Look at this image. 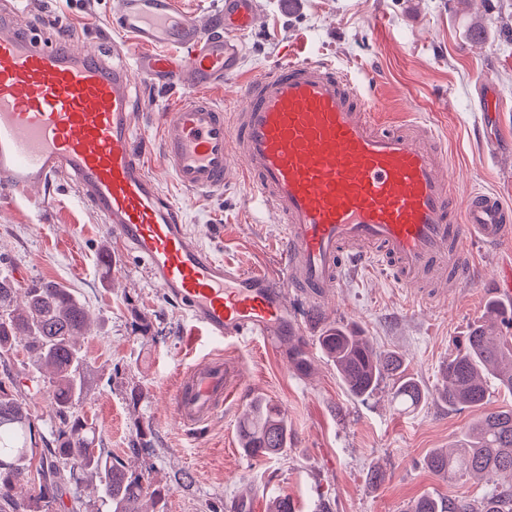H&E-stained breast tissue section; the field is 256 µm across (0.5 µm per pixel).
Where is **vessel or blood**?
Returning a JSON list of instances; mask_svg holds the SVG:
<instances>
[{"mask_svg": "<svg viewBox=\"0 0 512 512\" xmlns=\"http://www.w3.org/2000/svg\"><path fill=\"white\" fill-rule=\"evenodd\" d=\"M223 3L206 29L176 0H122L112 26L143 49L131 66L72 39L45 43L1 13L0 186L24 192L67 177L213 345L250 337L274 348L297 335L289 290L344 287L349 261L382 266L403 287L444 269L463 283L474 272L468 242L494 249L512 238V205L455 195L430 120L383 127L375 78L312 59L241 77L259 0ZM228 79L242 98L229 113L212 96ZM138 80L183 91L159 115L162 163L182 189L210 194L236 180L244 203L278 215L277 276L228 265L191 238L133 136ZM227 388L223 361L199 360L174 393L177 420L209 422Z\"/></svg>", "mask_w": 512, "mask_h": 512, "instance_id": "obj_1", "label": "vessel or blood"}]
</instances>
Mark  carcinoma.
I'll return each instance as SVG.
<instances>
[{
	"label": "carcinoma",
	"instance_id": "obj_1",
	"mask_svg": "<svg viewBox=\"0 0 512 512\" xmlns=\"http://www.w3.org/2000/svg\"><path fill=\"white\" fill-rule=\"evenodd\" d=\"M14 283L0 275V362L6 361L21 337L34 365L54 375L51 396L56 424L55 447L41 454L38 474L43 491L55 495L72 481L99 483L108 512H144L141 502H164L169 489L152 485L123 463L94 451L95 432L73 414L82 391V356L76 340L89 324L84 305L63 285L43 281L26 288L22 311L12 308ZM325 356L356 397L370 395L380 381H393L392 399L401 408L416 409L426 393L419 381L406 374L402 357L377 350L359 330L330 325L318 337ZM442 397L454 407H479L489 396L488 381L512 394V307L486 306L484 320L465 337L464 348L443 367ZM35 419L28 405L0 381V501H12L28 479L35 457ZM240 447L250 456L273 457L288 448L284 412L256 398L239 421ZM434 474L458 481L479 474L493 487L481 501H460L445 506L425 496L410 512H512V409L489 411L475 421L455 445V451L433 449L424 460Z\"/></svg>",
	"mask_w": 512,
	"mask_h": 512
}]
</instances>
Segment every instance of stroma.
I'll return each instance as SVG.
<instances>
[{"label": "stroma", "instance_id": "35a3bbf8", "mask_svg": "<svg viewBox=\"0 0 512 512\" xmlns=\"http://www.w3.org/2000/svg\"><path fill=\"white\" fill-rule=\"evenodd\" d=\"M120 0H0L19 26L45 41L80 34V47L117 41L109 23ZM244 75L297 58L323 59L353 74L379 76L381 110L396 123L431 114L448 155L458 196L486 189L512 203V0H259ZM486 35L470 38L474 19ZM178 92L144 82L133 88V127L163 196L180 211L192 236L216 257L249 271L277 274L283 226L276 214L245 205L241 187L218 194L184 191L161 162L157 123ZM474 277L448 288H403L380 267L359 268L323 305L295 297L299 312L320 308L296 337L312 367L288 362L287 346L225 343L230 368L224 410L188 431L176 420L172 394L192 365L212 349L189 334L187 312L151 281L143 262L121 251L108 225L75 196L67 178L51 191L0 190V271L17 288L54 281L69 288L91 322L79 345L85 393L75 412L91 424L95 448L150 483L169 487L164 512H266L270 499L290 495L296 512H409L429 495L447 504L491 492L475 478L451 482L430 472L425 457L453 448L478 416L475 408L442 402L441 370L462 349L469 327L495 298L493 276L512 262V241L489 250L471 246ZM359 329L379 350H393L418 379L427 400L400 412L392 383L369 396H350L317 342L323 324ZM0 380L29 404L41 435L53 424V379L30 364L17 341ZM257 397L285 411L291 441L275 458L247 456L238 423ZM140 449H133V442ZM384 475L369 480L371 471ZM20 512H107L95 485L79 493L43 495L39 479L17 492Z\"/></svg>", "mask_w": 512, "mask_h": 512}]
</instances>
